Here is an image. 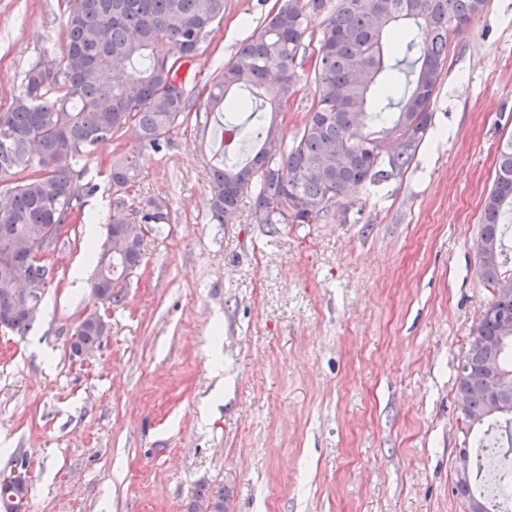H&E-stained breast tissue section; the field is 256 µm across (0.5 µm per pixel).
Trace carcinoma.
Listing matches in <instances>:
<instances>
[{"mask_svg":"<svg viewBox=\"0 0 512 512\" xmlns=\"http://www.w3.org/2000/svg\"><path fill=\"white\" fill-rule=\"evenodd\" d=\"M64 40L59 50L23 75L8 111L0 112V183L9 203L0 209V311L13 310L6 328L22 334L34 316L15 304V284L36 290L40 304L51 281L40 253L45 230L73 220L75 208L98 185L83 181L87 161L103 143L133 128L143 146L160 149L185 117L200 131L210 123L231 128L243 159L229 157L211 139L212 224L237 214L244 191L253 190L258 224H314L336 207L348 221L360 186L404 175L432 127L433 104L448 58V36L483 14L488 0H281L277 12L242 40L216 71L205 100L180 77L181 52L199 54L224 20V0H62ZM328 15L311 60L316 95L292 143L282 126L296 94V70L306 60L309 18ZM181 91L168 93L174 84ZM107 178L120 191L137 176L135 160L114 156ZM167 224L159 198L139 203L129 217L115 201L98 247L92 284L96 305L116 303L112 269L126 278L141 265L144 239L121 235L122 224ZM512 232V139L499 149L493 185L485 198L479 238V274L494 285L512 270L506 238ZM512 297H496L470 330L466 375L457 378L456 401L465 435L479 447L496 432L512 448ZM88 349L100 326L90 311L74 331ZM493 356L504 386H490L484 363ZM500 400L486 421L475 412ZM479 470L456 479L454 493L482 512H496L478 488ZM18 492L0 484V512H18ZM188 512H224V495L199 494Z\"/></svg>","mask_w":512,"mask_h":512,"instance_id":"cac0c4a2","label":"carcinoma"}]
</instances>
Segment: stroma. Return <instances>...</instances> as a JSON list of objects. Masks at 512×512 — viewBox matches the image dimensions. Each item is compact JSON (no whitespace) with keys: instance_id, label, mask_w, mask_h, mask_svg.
Returning <instances> with one entry per match:
<instances>
[{"instance_id":"1","label":"stroma","mask_w":512,"mask_h":512,"mask_svg":"<svg viewBox=\"0 0 512 512\" xmlns=\"http://www.w3.org/2000/svg\"><path fill=\"white\" fill-rule=\"evenodd\" d=\"M275 3L226 0L181 77L205 88ZM63 22L61 0H0V112ZM433 111L404 176L359 188L344 224H259L247 199L209 223L191 117L159 151L130 128L101 145L82 212L103 225L115 200L158 197L171 221L89 356L70 350L95 304L71 286L79 222L44 257L31 328L0 331V477L24 464L28 512H186L202 484L224 512H464L456 379L495 297L473 244L512 136V0L450 36ZM115 152L139 166L123 193L105 178Z\"/></svg>"}]
</instances>
